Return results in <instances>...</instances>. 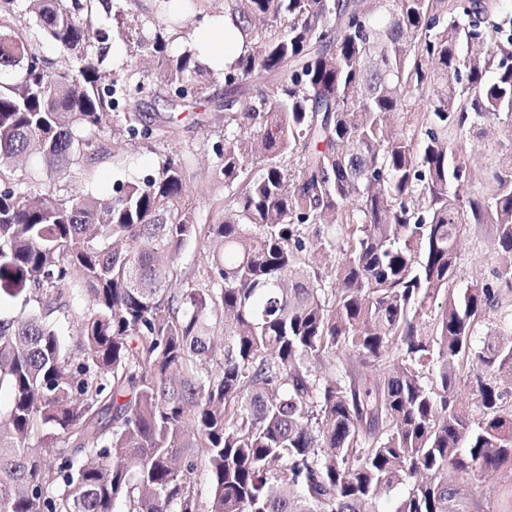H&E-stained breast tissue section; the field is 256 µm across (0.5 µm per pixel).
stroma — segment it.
<instances>
[{"label": "stroma", "instance_id": "obj_1", "mask_svg": "<svg viewBox=\"0 0 512 512\" xmlns=\"http://www.w3.org/2000/svg\"><path fill=\"white\" fill-rule=\"evenodd\" d=\"M218 98L198 101L188 109L172 108L164 101L147 99V112L170 116L175 134L168 141L153 144L132 143L120 151L112 149L111 128L102 129L91 146L94 159H80V177H59L47 171L40 156L33 155L16 165L14 178L32 194L53 192L60 196L78 195L93 191L101 197L110 196L117 182H133L152 173L163 155L179 154L187 163L189 199L200 223L211 224L217 218L216 205L224 195L223 183L216 181L213 172L217 158L212 145L224 136V129L215 124L199 122L198 117L210 113ZM466 157L474 168L476 179L472 191L477 195L492 192L495 184L492 173L505 154L512 152V128L498 117H489L484 130L471 134L465 142ZM497 227L493 224L467 225L458 247L457 288L485 285L494 279L497 257L494 243Z\"/></svg>", "mask_w": 512, "mask_h": 512}]
</instances>
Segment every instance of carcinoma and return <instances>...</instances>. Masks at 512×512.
Instances as JSON below:
<instances>
[{
	"label": "carcinoma",
	"mask_w": 512,
	"mask_h": 512,
	"mask_svg": "<svg viewBox=\"0 0 512 512\" xmlns=\"http://www.w3.org/2000/svg\"><path fill=\"white\" fill-rule=\"evenodd\" d=\"M124 15L0 0V310L33 306L0 313V512H495L467 487L512 471V326L478 333L512 295V156L474 196L448 129L512 122V13L224 0L244 49L215 116L217 224L198 223L178 156L109 198H33L12 177L32 154L72 172L109 125L115 145L166 140L145 98L207 96L196 51L169 50L180 20L138 27L150 76L113 68ZM417 95L419 124L398 128ZM467 224L497 226L495 288L454 289ZM466 372L476 418L454 394Z\"/></svg>",
	"instance_id": "carcinoma-1"
}]
</instances>
